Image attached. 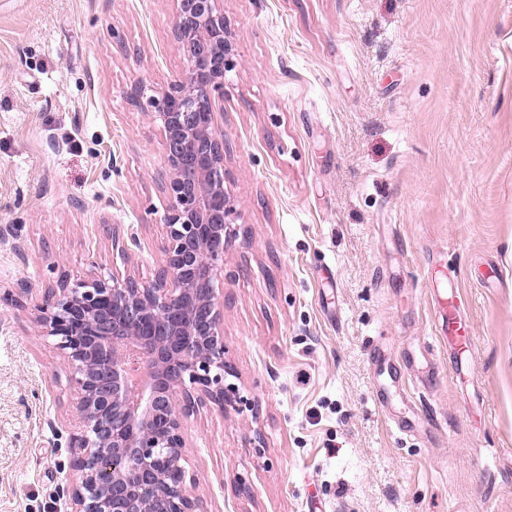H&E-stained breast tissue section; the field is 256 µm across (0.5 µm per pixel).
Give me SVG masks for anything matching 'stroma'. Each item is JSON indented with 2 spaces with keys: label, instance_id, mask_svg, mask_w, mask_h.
<instances>
[{
  "label": "stroma",
  "instance_id": "stroma-1",
  "mask_svg": "<svg viewBox=\"0 0 512 512\" xmlns=\"http://www.w3.org/2000/svg\"><path fill=\"white\" fill-rule=\"evenodd\" d=\"M218 7V287L245 403L187 421L204 512H512V0ZM174 24L173 0H0V512H65L82 433L36 305L164 263L165 141L136 91L186 70ZM440 289L472 326L462 377ZM381 353L409 363L418 434L374 402Z\"/></svg>",
  "mask_w": 512,
  "mask_h": 512
}]
</instances>
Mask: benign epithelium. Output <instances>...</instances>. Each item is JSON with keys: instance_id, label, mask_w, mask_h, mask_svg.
Returning a JSON list of instances; mask_svg holds the SVG:
<instances>
[{"instance_id": "1", "label": "benign epithelium", "mask_w": 512, "mask_h": 512, "mask_svg": "<svg viewBox=\"0 0 512 512\" xmlns=\"http://www.w3.org/2000/svg\"><path fill=\"white\" fill-rule=\"evenodd\" d=\"M183 75L148 97L165 138V262L150 282H60L36 307L55 339L83 434L72 444L70 512H200L187 478L186 420L243 402L226 359L219 288L235 207L215 126L234 66L217 0H174Z\"/></svg>"}]
</instances>
